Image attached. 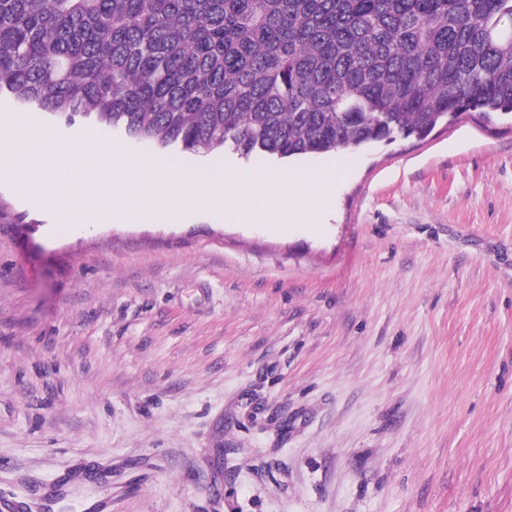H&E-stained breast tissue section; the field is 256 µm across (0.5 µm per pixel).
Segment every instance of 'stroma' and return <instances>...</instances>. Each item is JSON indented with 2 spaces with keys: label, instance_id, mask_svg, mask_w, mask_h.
Masks as SVG:
<instances>
[{
  "label": "stroma",
  "instance_id": "obj_1",
  "mask_svg": "<svg viewBox=\"0 0 512 512\" xmlns=\"http://www.w3.org/2000/svg\"><path fill=\"white\" fill-rule=\"evenodd\" d=\"M291 224L0 180V504L512 512V116L284 159Z\"/></svg>",
  "mask_w": 512,
  "mask_h": 512
}]
</instances>
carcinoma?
Listing matches in <instances>:
<instances>
[{"instance_id":"1","label":"carcinoma","mask_w":512,"mask_h":512,"mask_svg":"<svg viewBox=\"0 0 512 512\" xmlns=\"http://www.w3.org/2000/svg\"><path fill=\"white\" fill-rule=\"evenodd\" d=\"M512 0H0V94L162 157L343 152L512 114Z\"/></svg>"}]
</instances>
